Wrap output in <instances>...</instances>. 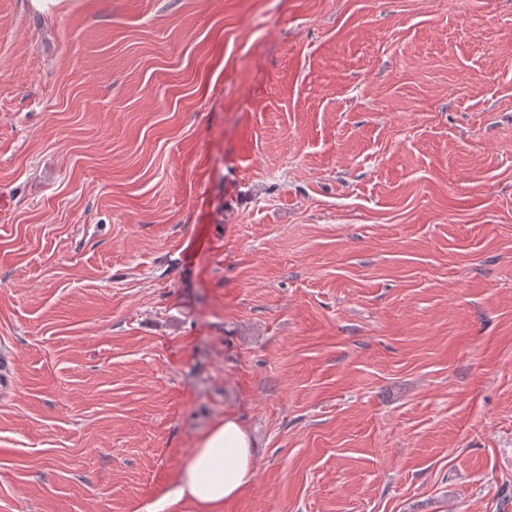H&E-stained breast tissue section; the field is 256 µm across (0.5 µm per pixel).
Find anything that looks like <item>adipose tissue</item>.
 <instances>
[{
    "label": "adipose tissue",
    "mask_w": 512,
    "mask_h": 512,
    "mask_svg": "<svg viewBox=\"0 0 512 512\" xmlns=\"http://www.w3.org/2000/svg\"><path fill=\"white\" fill-rule=\"evenodd\" d=\"M256 468L253 442L235 417L213 424L180 468L173 501L189 500L196 512H223L250 484Z\"/></svg>",
    "instance_id": "ef3b65f1"
}]
</instances>
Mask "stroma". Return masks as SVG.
I'll list each match as a JSON object with an SVG mask.
<instances>
[{
    "mask_svg": "<svg viewBox=\"0 0 512 512\" xmlns=\"http://www.w3.org/2000/svg\"><path fill=\"white\" fill-rule=\"evenodd\" d=\"M0 512H512V0H0ZM253 442L233 416L213 424L180 468L172 502L188 499L195 512H223L250 484L256 458Z\"/></svg>",
    "mask_w": 512,
    "mask_h": 512,
    "instance_id": "stroma-1",
    "label": "stroma"
}]
</instances>
